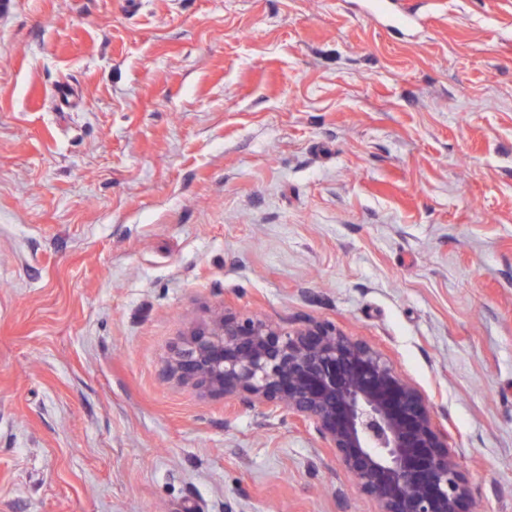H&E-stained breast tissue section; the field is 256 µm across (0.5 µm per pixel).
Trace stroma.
Instances as JSON below:
<instances>
[{
  "label": "stroma",
  "instance_id": "stroma-1",
  "mask_svg": "<svg viewBox=\"0 0 512 512\" xmlns=\"http://www.w3.org/2000/svg\"><path fill=\"white\" fill-rule=\"evenodd\" d=\"M0 0V512H375L286 412L166 373L335 323L512 512V0Z\"/></svg>",
  "mask_w": 512,
  "mask_h": 512
}]
</instances>
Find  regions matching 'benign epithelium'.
<instances>
[{
	"label": "benign epithelium",
	"instance_id": "benign-epithelium-1",
	"mask_svg": "<svg viewBox=\"0 0 512 512\" xmlns=\"http://www.w3.org/2000/svg\"><path fill=\"white\" fill-rule=\"evenodd\" d=\"M167 372L312 427L376 512H474L461 455L429 398L333 323L287 326L225 309L174 346Z\"/></svg>",
	"mask_w": 512,
	"mask_h": 512
}]
</instances>
